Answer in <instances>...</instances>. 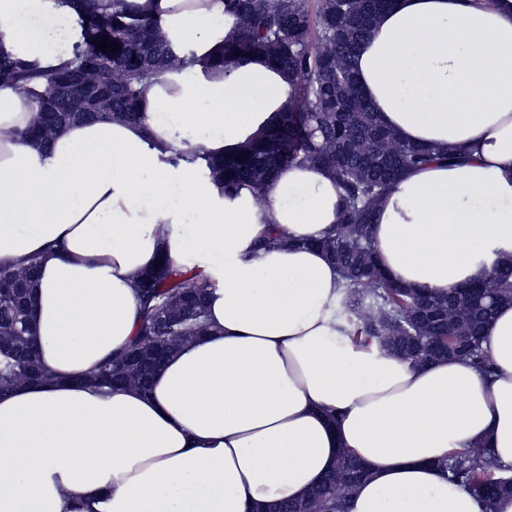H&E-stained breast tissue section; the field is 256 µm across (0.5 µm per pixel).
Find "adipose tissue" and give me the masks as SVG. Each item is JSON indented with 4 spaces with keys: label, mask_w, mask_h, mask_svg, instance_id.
<instances>
[{
    "label": "adipose tissue",
    "mask_w": 512,
    "mask_h": 512,
    "mask_svg": "<svg viewBox=\"0 0 512 512\" xmlns=\"http://www.w3.org/2000/svg\"><path fill=\"white\" fill-rule=\"evenodd\" d=\"M133 2L192 59L153 79L142 123L76 122L42 147L19 137L32 108L0 86V263L41 258L49 375L0 394V512H251L304 496L346 452L368 471L347 512H485L444 464L480 448L512 467V305L484 333L488 373L354 345L337 269L311 245L338 221L330 174L286 169L261 208L186 160L263 130L287 74L260 55L213 66L224 0ZM75 15L70 0H0L7 50L45 69L73 57ZM353 68L380 121L434 156L373 210L387 275L444 295L511 264L512 0H394ZM272 224L287 244L255 249ZM190 256L216 282L212 334L180 344L149 392L88 385L136 330L137 277Z\"/></svg>",
    "instance_id": "obj_1"
}]
</instances>
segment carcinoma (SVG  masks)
<instances>
[{"label": "carcinoma", "mask_w": 512, "mask_h": 512, "mask_svg": "<svg viewBox=\"0 0 512 512\" xmlns=\"http://www.w3.org/2000/svg\"><path fill=\"white\" fill-rule=\"evenodd\" d=\"M385 0H356L345 10L338 0H226L233 28L213 65H230L262 54L288 73L285 111L236 151L220 158L199 151L209 176L233 198L243 188L262 205L285 167L321 165L342 194L340 222L319 246L334 261L344 283L340 311L353 343L377 345L414 364L464 358L487 369L485 327L498 306L512 303V266L492 267L488 277L446 296L404 288L380 267L371 234L373 207L410 167L431 153L401 141L384 127L364 99L352 68L354 52L372 31ZM81 40L74 58L45 72L1 48L0 83L13 85L35 112L21 137L50 142L73 122L112 117L143 120L144 84L162 69H178L177 56L160 20L127 4L86 0L75 19ZM115 42L101 51L94 42ZM242 161H236V157ZM38 261L0 266V392L44 377L32 323ZM215 282L196 266L157 265L135 288L141 297L138 327L128 347L96 368L88 383L147 391L154 372L180 345L205 335V301ZM448 482L465 485L493 512L495 501L512 494V468L485 457L480 448L452 453ZM362 463L345 454L336 469L304 498L285 502L288 512H341L342 501L365 478Z\"/></svg>", "instance_id": "cac0c4a2"}]
</instances>
